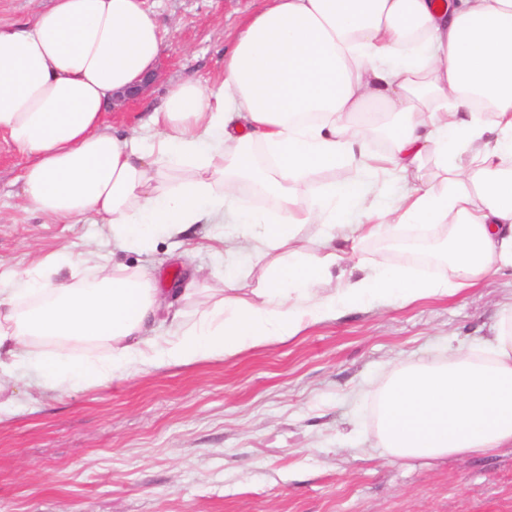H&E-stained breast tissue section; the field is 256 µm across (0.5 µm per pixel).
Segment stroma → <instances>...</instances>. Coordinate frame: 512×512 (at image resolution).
<instances>
[{
	"label": "stroma",
	"instance_id": "obj_1",
	"mask_svg": "<svg viewBox=\"0 0 512 512\" xmlns=\"http://www.w3.org/2000/svg\"><path fill=\"white\" fill-rule=\"evenodd\" d=\"M163 29L146 93L110 111L114 131L138 128L184 79L224 72L242 21L265 0H149ZM28 156L0 136V272L34 269L68 250L90 265L145 270L197 317L181 289L220 293L222 225L198 224L190 249L158 233L150 248H113L98 224H56L26 209ZM349 264L418 267L355 242ZM512 297L502 271L453 296L366 306L300 336L190 366L149 368L59 393L18 371L0 388V512H512V448L467 458L398 459L377 449L375 404L392 372L476 346Z\"/></svg>",
	"mask_w": 512,
	"mask_h": 512
}]
</instances>
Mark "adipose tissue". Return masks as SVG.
<instances>
[{
  "instance_id": "1",
  "label": "adipose tissue",
  "mask_w": 512,
  "mask_h": 512,
  "mask_svg": "<svg viewBox=\"0 0 512 512\" xmlns=\"http://www.w3.org/2000/svg\"><path fill=\"white\" fill-rule=\"evenodd\" d=\"M161 46L145 0H53L27 24H0V133L31 158L25 205L55 222L102 225L118 248L161 228L185 236L225 222L230 237L268 257L264 283L252 299H234L237 277L225 275V295L199 301L190 323L165 311L151 274L102 267L62 282L76 259L47 254L0 289V379L23 367L53 391L100 386L286 341L365 305L453 296L512 270V0H268L244 21L217 85H173L143 124L148 144L112 134L104 112L152 74ZM381 116L391 148L378 158L364 129ZM431 152L444 171L438 183L377 193L384 166L406 178ZM339 165L361 178L306 199L291 192ZM166 166L193 176L159 186ZM245 182L272 197L275 212L244 206ZM444 221L445 276L341 266L343 243ZM305 224L321 227L311 251L293 245ZM36 339L56 353H33ZM77 342L112 354L74 358ZM377 428L379 447L399 458L512 447V304L479 350L395 371L378 396Z\"/></svg>"
}]
</instances>
